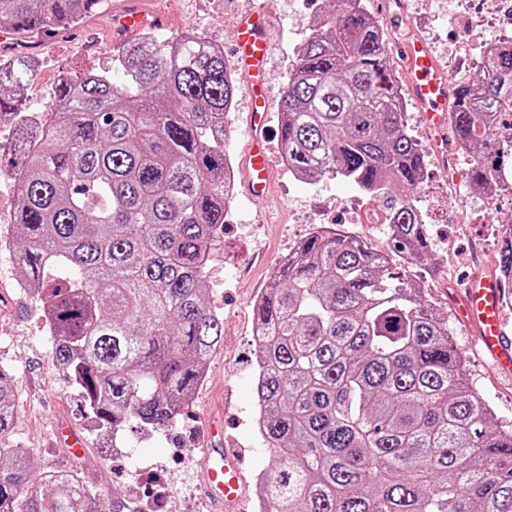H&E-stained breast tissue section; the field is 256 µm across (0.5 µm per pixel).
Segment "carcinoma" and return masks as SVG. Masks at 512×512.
<instances>
[{"label": "carcinoma", "instance_id": "carcinoma-1", "mask_svg": "<svg viewBox=\"0 0 512 512\" xmlns=\"http://www.w3.org/2000/svg\"><path fill=\"white\" fill-rule=\"evenodd\" d=\"M300 43L280 104L288 170L371 193L391 216L393 254L336 229L302 240L255 302L259 433L278 450L259 494L274 512H512V426L470 386L448 316L410 269L439 265L414 194L426 156L407 131L383 25L333 0ZM104 0H0L26 39L70 28ZM124 45L112 68L59 84L48 130L18 89L35 61L0 68L18 206L19 282L48 322L51 358L99 430L172 424L224 336L203 298L229 196L221 124L238 83L202 34ZM472 186L512 170V43L487 47L448 114ZM494 272L512 298V224ZM0 366V433L15 419ZM0 448V512H105L73 468L40 477Z\"/></svg>", "mask_w": 512, "mask_h": 512}]
</instances>
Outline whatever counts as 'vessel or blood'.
Returning a JSON list of instances; mask_svg holds the SVG:
<instances>
[{"mask_svg":"<svg viewBox=\"0 0 512 512\" xmlns=\"http://www.w3.org/2000/svg\"><path fill=\"white\" fill-rule=\"evenodd\" d=\"M144 14L138 0H129L115 24L122 36L137 32ZM272 16L266 9L243 15L237 22L234 46L235 67L251 99L248 132L251 143L244 163L243 193L246 197H268L272 180L266 146L267 96L265 72ZM411 74L408 95L419 107L430 130L448 127V104L455 86L437 58L419 40L397 48ZM503 288L492 274L474 278L464 293L453 296L458 319L472 328L484 352L502 374L512 375V335L501 319ZM207 465L201 473V489L211 512H240L246 497V480L240 455L226 443L214 442L205 452Z\"/></svg>","mask_w":512,"mask_h":512,"instance_id":"b4317fda","label":"vessel or blood"}]
</instances>
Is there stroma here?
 I'll list each match as a JSON object with an SVG mask.
<instances>
[{
  "mask_svg": "<svg viewBox=\"0 0 512 512\" xmlns=\"http://www.w3.org/2000/svg\"><path fill=\"white\" fill-rule=\"evenodd\" d=\"M126 0H107L103 9L76 27L42 35L17 50L34 55L38 68L25 90L28 111H48L60 74L77 78L109 69L121 45L113 35V18ZM145 27L161 34L193 30L206 34L222 49H231L239 17L266 6L274 17L267 78L272 106H279L293 51L308 27L328 10L327 0H140ZM377 17L386 43L418 38L438 57L457 84L477 77L481 48L512 42V0H363ZM408 130L426 154V172L415 204L427 214V233L440 261L436 274L419 273L416 286L443 312L448 296L465 279L485 269L501 245L500 225L512 222V192L497 197L485 211L484 191L472 187L466 172L468 154L446 155L435 144L415 106H407ZM274 181L268 200L251 202L237 195L226 218L224 249L208 267L205 299L224 319V342L210 358L203 383L177 420L158 432L126 428L115 433L89 430L78 390L50 356V338L41 324L38 302L16 287L17 268L0 259V365L10 368L18 393L11 429L0 434V446L27 452L35 474L74 464L82 479L104 503L125 500L129 485L163 477L172 494L163 512H207L198 475L200 451L210 418H218L224 440L242 452L244 475L272 467V453L254 439L247 413L255 399L254 345L251 331L257 293L273 278L279 261L299 241L322 227H333L366 241L377 250L390 245L383 224H356L352 214L361 191L342 178L306 183L283 166L277 130L268 134ZM448 339L468 360L469 382L489 400L499 424L512 425V378L496 374L472 334L448 322ZM71 424L86 452L71 459L54 431ZM129 450L117 457L113 446Z\"/></svg>",
  "mask_w": 512,
  "mask_h": 512,
  "instance_id": "35a3bbf8",
  "label": "stroma"
}]
</instances>
